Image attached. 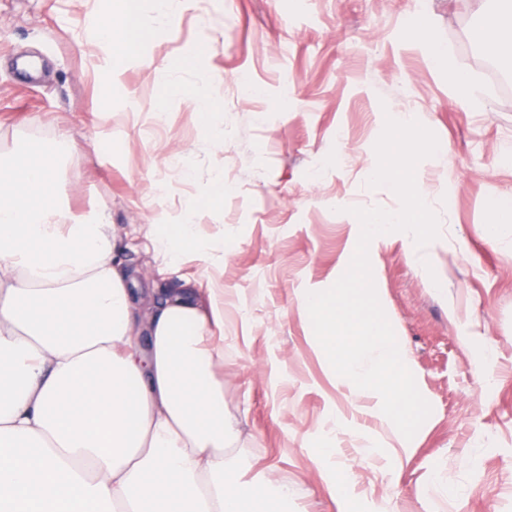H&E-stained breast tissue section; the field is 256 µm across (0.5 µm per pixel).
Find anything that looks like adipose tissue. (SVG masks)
<instances>
[{
  "label": "adipose tissue",
  "instance_id": "1",
  "mask_svg": "<svg viewBox=\"0 0 512 512\" xmlns=\"http://www.w3.org/2000/svg\"><path fill=\"white\" fill-rule=\"evenodd\" d=\"M137 30L136 0H110L113 68ZM473 38L511 58L512 0ZM64 150L0 158V512H288L286 485L225 453L223 286L135 295L105 212L58 203Z\"/></svg>",
  "mask_w": 512,
  "mask_h": 512
}]
</instances>
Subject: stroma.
I'll return each mask as SVG.
<instances>
[{
  "label": "stroma",
  "mask_w": 512,
  "mask_h": 512,
  "mask_svg": "<svg viewBox=\"0 0 512 512\" xmlns=\"http://www.w3.org/2000/svg\"><path fill=\"white\" fill-rule=\"evenodd\" d=\"M108 6L0 0V155L67 142L61 201L105 210L139 288L223 285L224 407L242 468L286 484L289 512H512V229L487 238L512 206V93L488 81L470 37L498 0H191L169 15L138 0L119 71L98 44ZM454 70L470 79L467 102ZM243 73L257 97L236 94ZM200 95L214 103L206 121ZM389 116L419 120L452 158L417 166L438 238L420 250L392 232L369 246L432 407L409 440L376 392L334 377L303 305L349 266L351 208L400 207L367 184ZM219 183L223 202L205 205ZM188 217L210 260L187 250L169 265L145 227ZM348 465L350 483L332 486Z\"/></svg>",
  "instance_id": "stroma-1"
}]
</instances>
